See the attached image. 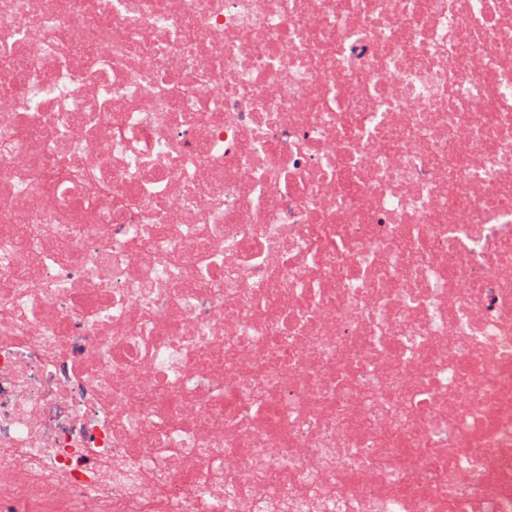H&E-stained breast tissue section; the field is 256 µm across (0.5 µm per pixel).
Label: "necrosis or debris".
Returning <instances> with one entry per match:
<instances>
[{
	"label": "necrosis or debris",
	"instance_id": "necrosis-or-debris-1",
	"mask_svg": "<svg viewBox=\"0 0 512 512\" xmlns=\"http://www.w3.org/2000/svg\"><path fill=\"white\" fill-rule=\"evenodd\" d=\"M0 512H512V0H0Z\"/></svg>",
	"mask_w": 512,
	"mask_h": 512
}]
</instances>
